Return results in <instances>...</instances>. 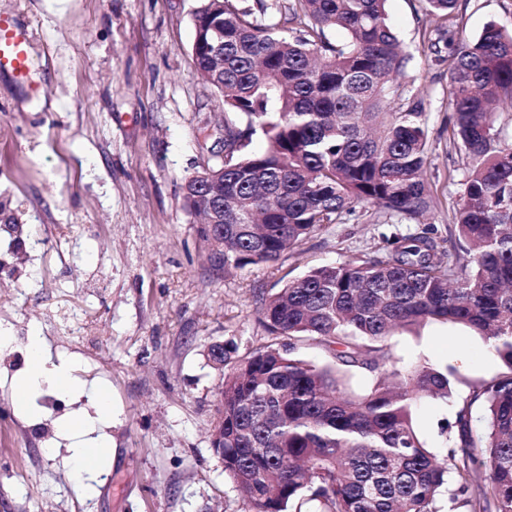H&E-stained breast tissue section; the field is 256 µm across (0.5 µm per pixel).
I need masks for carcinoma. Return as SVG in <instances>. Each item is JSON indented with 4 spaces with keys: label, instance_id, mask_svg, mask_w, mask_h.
I'll return each instance as SVG.
<instances>
[{
    "label": "carcinoma",
    "instance_id": "cac0c4a2",
    "mask_svg": "<svg viewBox=\"0 0 512 512\" xmlns=\"http://www.w3.org/2000/svg\"><path fill=\"white\" fill-rule=\"evenodd\" d=\"M422 40L445 42L450 82L448 139L464 160L459 202L441 246L434 229L382 236L373 256L313 268L261 303L265 343L224 362V470L249 512H512V142L496 108L512 110V30L490 22L475 39L456 36L458 0H420ZM387 0H289L293 37L279 0H202L193 54L224 111V163L186 181L190 213L216 212L198 228L224 237V269L272 264L355 207L386 221L424 217L436 199L427 178V112L403 100L393 76L408 56L388 21ZM344 34L337 42L325 31ZM261 130L267 147L244 151ZM430 321L482 337L503 371L455 394L448 374L390 366L389 341ZM314 345L325 364L294 351ZM371 374L354 397L340 372ZM452 401L447 455L420 438L423 399ZM484 409V426L472 408Z\"/></svg>",
    "mask_w": 512,
    "mask_h": 512
}]
</instances>
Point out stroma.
<instances>
[{
	"instance_id": "1",
	"label": "stroma",
	"mask_w": 512,
	"mask_h": 512,
	"mask_svg": "<svg viewBox=\"0 0 512 512\" xmlns=\"http://www.w3.org/2000/svg\"><path fill=\"white\" fill-rule=\"evenodd\" d=\"M201 0H0L32 39L28 84L0 73V215L26 235L0 243V512H242L244 498L211 448L223 375L210 343L246 353L267 335L263 298L311 268L375 255L382 235L424 223L447 238L462 178L448 142V71L424 46L419 0H388L411 59L399 83L424 99L429 178L437 205L426 222L379 223L356 207L272 265L230 272L207 260L185 206L189 177L224 160L225 111L193 56ZM456 28H512V0H458ZM39 330L52 359L72 367L82 396L45 390L18 408L13 390ZM396 368L428 363L466 382L496 376L500 361L478 335L430 322L391 340ZM112 420L94 434L109 449L96 475L79 471L59 434L72 415L95 416L97 389ZM452 404L423 400L415 427L446 453Z\"/></svg>"
}]
</instances>
